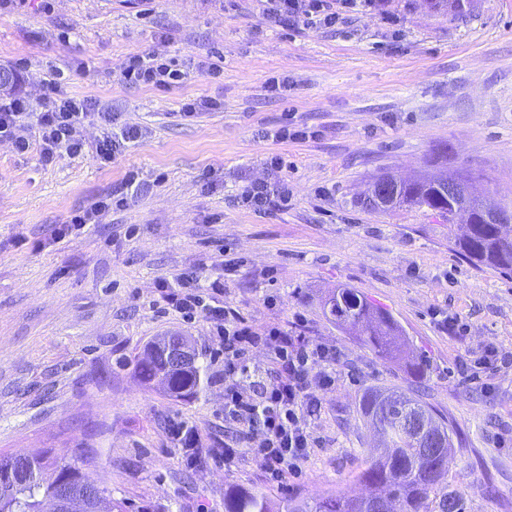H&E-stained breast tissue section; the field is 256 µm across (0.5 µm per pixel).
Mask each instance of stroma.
Segmentation results:
<instances>
[{"instance_id":"obj_1","label":"stroma","mask_w":512,"mask_h":512,"mask_svg":"<svg viewBox=\"0 0 512 512\" xmlns=\"http://www.w3.org/2000/svg\"><path fill=\"white\" fill-rule=\"evenodd\" d=\"M145 53L174 60L183 83H124L125 63ZM218 58L220 75L202 71ZM0 68L34 104L62 72L68 95L143 131L108 163L89 152L44 164L32 117L26 152L0 139V453L93 456L87 474L130 512H224L229 487L278 501L362 496L371 433L358 399L369 387H412L459 433L452 487L472 512H512V362L487 382L466 380L485 347L512 355V275L455 252L447 222L424 210L364 202L376 175L458 170L474 194L512 204V0H470L461 14L375 0L332 28L275 21L264 0H52L47 10L17 0L0 13ZM273 78L287 79L286 93L269 89ZM202 98L219 109L184 119L183 104ZM288 124L309 138L275 140ZM130 173L140 183L132 201L56 238ZM255 182L272 191L260 211L239 201ZM184 277L205 295L223 283L217 305L256 330L280 324L339 353L310 420L320 443L287 486L269 483L247 452L229 467L217 460L229 431L222 362H210L194 400L116 366L168 331L214 354L208 321L183 320L164 298L162 284ZM340 285L392 313L430 361L424 378L325 317L321 301ZM439 314L463 332L442 330ZM177 420L200 428L201 464L176 447Z\"/></svg>"}]
</instances>
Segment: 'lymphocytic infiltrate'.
Instances as JSON below:
<instances>
[{"label": "lymphocytic infiltrate", "mask_w": 512, "mask_h": 512, "mask_svg": "<svg viewBox=\"0 0 512 512\" xmlns=\"http://www.w3.org/2000/svg\"><path fill=\"white\" fill-rule=\"evenodd\" d=\"M271 15L297 23L336 26L342 15L355 10L358 0H266ZM126 83L167 89L185 74L174 65L158 62L151 54L129 59L122 71ZM63 75L51 73L46 79L39 112H32L29 100L19 96L0 101V137L14 138L19 150L29 146L18 131L29 116H36L40 156L50 164L64 154L82 155L88 147L82 136L86 121L104 124L106 133L94 148L100 160L108 162L128 143L139 138L138 129L117 124L113 113L88 98L68 96ZM168 299L183 318L205 317L224 346V373L232 382L224 388V419L234 432L224 442V460L232 462L237 449L245 448L259 459L270 482L285 483L299 476L316 439L309 420L317 397L314 386L324 388L336 381L338 353L316 339L291 334L280 325L256 332L234 310L206 303L188 286L170 289ZM263 347L275 363L276 377L266 383L251 380L246 355ZM249 386H242V379Z\"/></svg>", "instance_id": "obj_1"}]
</instances>
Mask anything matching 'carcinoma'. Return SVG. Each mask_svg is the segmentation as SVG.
<instances>
[{"mask_svg":"<svg viewBox=\"0 0 512 512\" xmlns=\"http://www.w3.org/2000/svg\"><path fill=\"white\" fill-rule=\"evenodd\" d=\"M460 190L455 195L444 193L438 179L421 177L400 183L386 201L375 198L369 203L377 208L409 207L426 209L450 224L465 214L470 229L454 240L455 250L477 265L512 272V237H502L499 228L486 220L487 206L466 194L468 177L452 174ZM325 315L342 329L355 332L380 359L391 361L409 346L398 324L385 310L373 305L355 289L336 288L323 300ZM136 375L145 384L164 379L165 393L174 399H191L201 390L207 369V354L195 351V361L186 367L174 365L167 356L162 337L150 339L131 360ZM389 400L391 423L403 424L411 417L425 415L445 430L448 438L456 431L447 417L433 406L397 388L374 387L363 391L358 402L362 420H373L379 401ZM384 453L370 460L361 480L374 487L371 496L382 498L388 512H468L467 500L449 489L448 468L433 470L418 462L419 440H398L378 432ZM87 461L74 453L52 450L35 457L0 454V512H41L42 500L54 494L60 479L81 491L93 494L94 512H128L129 503L112 497L102 484L83 471ZM283 512H369L365 499L328 494L312 503L282 501ZM224 512H275V504L261 488L234 489L224 494Z\"/></svg>","mask_w":512,"mask_h":512,"instance_id":"1","label":"carcinoma"}]
</instances>
